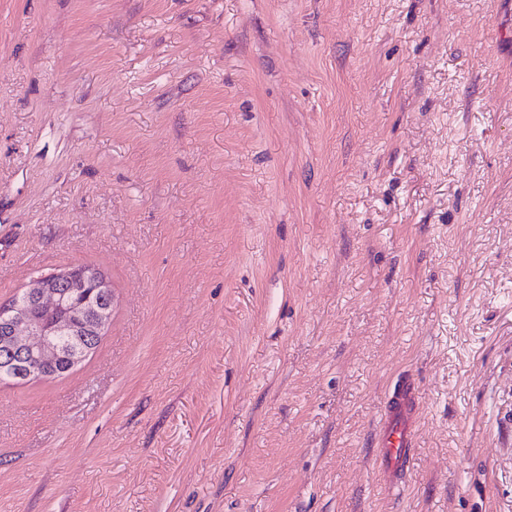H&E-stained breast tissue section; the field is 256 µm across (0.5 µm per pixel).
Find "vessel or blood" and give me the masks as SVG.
Instances as JSON below:
<instances>
[{"label": "vessel or blood", "mask_w": 512, "mask_h": 512, "mask_svg": "<svg viewBox=\"0 0 512 512\" xmlns=\"http://www.w3.org/2000/svg\"><path fill=\"white\" fill-rule=\"evenodd\" d=\"M414 401L413 383L401 381L389 401L388 418L381 428L382 467L392 477L399 475L411 459Z\"/></svg>", "instance_id": "b4317fda"}]
</instances>
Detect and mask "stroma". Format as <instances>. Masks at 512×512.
I'll return each instance as SVG.
<instances>
[{"mask_svg":"<svg viewBox=\"0 0 512 512\" xmlns=\"http://www.w3.org/2000/svg\"><path fill=\"white\" fill-rule=\"evenodd\" d=\"M77 264L0 512H512V0H0V304ZM62 292L66 288L74 294L81 293L85 288H88L86 295L80 297V301L88 300L86 305H97L99 308H109L114 304V297L112 288H109L107 281L103 279L96 271L90 268H76L69 267L54 277H38L29 282L26 286L25 295L36 306L41 309L48 308L49 311L56 309L61 304V295L59 287ZM94 286L95 288H89ZM97 288H107L100 290ZM103 331H97L92 324H89L84 336H61L60 342L63 345L64 355L71 354L72 351L88 348L89 353H93L102 339ZM414 401V384L401 381L390 398L388 418L381 428V462L388 476L397 477L411 459Z\"/></svg>","mask_w":512,"mask_h":512,"instance_id":"obj_1","label":"stroma"}]
</instances>
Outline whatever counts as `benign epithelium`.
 <instances>
[{
	"mask_svg": "<svg viewBox=\"0 0 512 512\" xmlns=\"http://www.w3.org/2000/svg\"><path fill=\"white\" fill-rule=\"evenodd\" d=\"M62 285L74 294L90 286L108 287L107 281L96 271L69 267L52 277L43 276L30 281L25 295L39 308L51 311L61 304L59 287ZM0 325L9 335V347L14 355L32 356L37 360V366L29 373L32 378L48 376L50 366L60 357L55 336L66 331L73 334L79 331L70 319L46 325L33 317L27 304L17 301L6 307L0 306Z\"/></svg>",
	"mask_w": 512,
	"mask_h": 512,
	"instance_id": "benign-epithelium-1",
	"label": "benign epithelium"
}]
</instances>
